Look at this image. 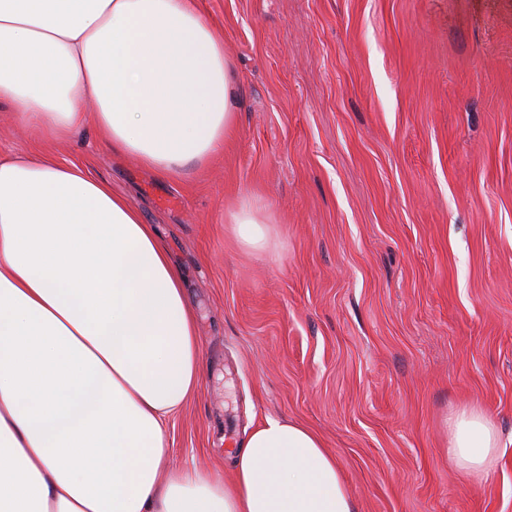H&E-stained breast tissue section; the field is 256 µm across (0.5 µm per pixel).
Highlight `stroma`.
<instances>
[{"instance_id": "35a3bbf8", "label": "stroma", "mask_w": 512, "mask_h": 512, "mask_svg": "<svg viewBox=\"0 0 512 512\" xmlns=\"http://www.w3.org/2000/svg\"><path fill=\"white\" fill-rule=\"evenodd\" d=\"M196 4L238 76L209 165L162 180L94 126L0 111L1 160L84 166L163 233L202 347L170 464L231 479L274 418L319 436L359 512H512V0ZM247 200L262 251L231 232ZM467 405L502 437L482 480L448 457Z\"/></svg>"}]
</instances>
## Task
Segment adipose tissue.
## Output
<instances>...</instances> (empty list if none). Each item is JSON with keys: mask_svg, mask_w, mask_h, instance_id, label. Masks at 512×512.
Here are the masks:
<instances>
[{"mask_svg": "<svg viewBox=\"0 0 512 512\" xmlns=\"http://www.w3.org/2000/svg\"><path fill=\"white\" fill-rule=\"evenodd\" d=\"M234 86L195 0H0V105L56 139L94 121L158 178L223 151ZM231 222L267 246L257 207ZM200 363L158 227L76 164L0 160V512H357L334 455L278 419L237 450L232 481L168 466ZM451 426L449 457L489 475L494 422L466 407Z\"/></svg>", "mask_w": 512, "mask_h": 512, "instance_id": "1", "label": "adipose tissue"}]
</instances>
